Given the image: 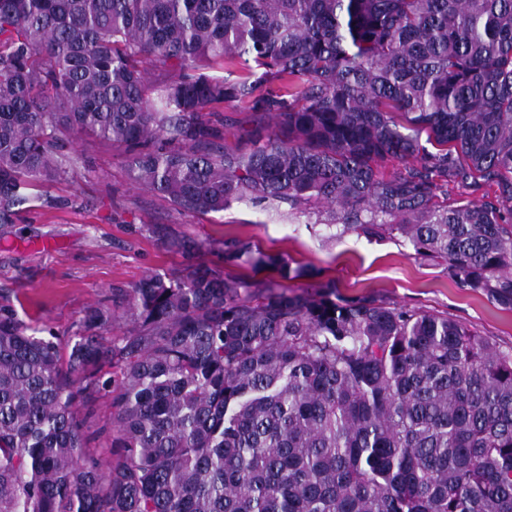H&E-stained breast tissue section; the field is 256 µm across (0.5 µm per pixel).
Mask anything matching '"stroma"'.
Returning a JSON list of instances; mask_svg holds the SVG:
<instances>
[{
  "instance_id": "1",
  "label": "stroma",
  "mask_w": 512,
  "mask_h": 512,
  "mask_svg": "<svg viewBox=\"0 0 512 512\" xmlns=\"http://www.w3.org/2000/svg\"><path fill=\"white\" fill-rule=\"evenodd\" d=\"M65 151L73 159L69 176L35 189L0 232V305L32 327L67 338L87 306L119 305L120 290L147 273L183 275L195 261L223 269L224 242L238 238L318 269L341 295L375 293L512 346V310L458 287L442 262L411 256L401 239L350 235L325 244L304 221L245 204L184 214L131 183L123 148L80 136ZM169 238L199 249L187 257L166 246Z\"/></svg>"
}]
</instances>
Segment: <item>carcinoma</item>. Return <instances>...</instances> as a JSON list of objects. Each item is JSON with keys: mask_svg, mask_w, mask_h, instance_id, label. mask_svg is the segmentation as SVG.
Masks as SVG:
<instances>
[{"mask_svg": "<svg viewBox=\"0 0 512 512\" xmlns=\"http://www.w3.org/2000/svg\"><path fill=\"white\" fill-rule=\"evenodd\" d=\"M78 134L182 213L286 203L512 309V0H0L1 228ZM224 265L252 275L148 273L65 340L0 306V512H512V348L250 241ZM209 118L217 125L224 124V145L228 148H239L243 146L239 135L242 128L252 126L257 117L253 112L243 108V106H232L224 104V107L213 109ZM471 181L461 182L455 181L448 184V196L450 200H455L459 204L468 202H478L483 200V195L487 192L490 195L493 193V189L488 186H482L480 188L470 184Z\"/></svg>", "mask_w": 512, "mask_h": 512, "instance_id": "obj_1", "label": "carcinoma"}]
</instances>
